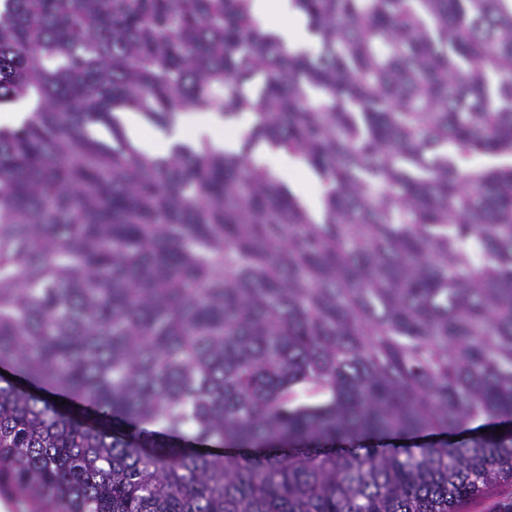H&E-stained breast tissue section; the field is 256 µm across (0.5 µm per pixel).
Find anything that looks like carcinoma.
Segmentation results:
<instances>
[{
  "label": "carcinoma",
  "instance_id": "1",
  "mask_svg": "<svg viewBox=\"0 0 512 512\" xmlns=\"http://www.w3.org/2000/svg\"><path fill=\"white\" fill-rule=\"evenodd\" d=\"M250 2L0 0V106L36 99L0 127V365L67 399L0 376L20 512H461L512 484V0H292L314 53ZM117 110L252 123L151 156ZM261 163L266 165L269 170L283 183H285L292 190L294 189L296 180L302 168L301 163L293 158L288 157V160H284L280 157H268L264 161L258 159Z\"/></svg>",
  "mask_w": 512,
  "mask_h": 512
}]
</instances>
